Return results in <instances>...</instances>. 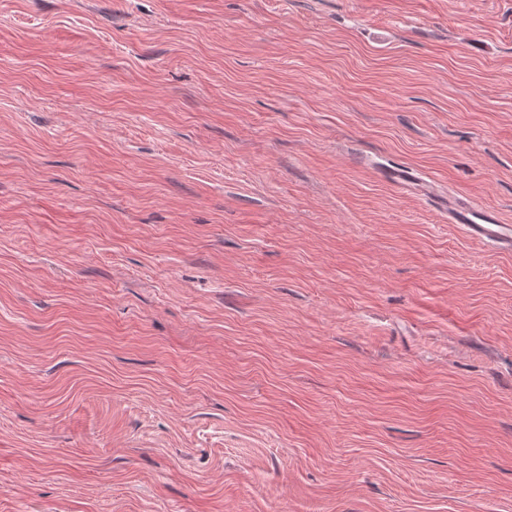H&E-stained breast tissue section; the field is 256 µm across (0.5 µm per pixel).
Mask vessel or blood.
I'll list each match as a JSON object with an SVG mask.
<instances>
[{"instance_id":"b4317fda","label":"vessel or blood","mask_w":512,"mask_h":512,"mask_svg":"<svg viewBox=\"0 0 512 512\" xmlns=\"http://www.w3.org/2000/svg\"><path fill=\"white\" fill-rule=\"evenodd\" d=\"M381 177L391 187L412 192L434 201L467 238L503 251H512V224L502 223L498 214L462 198L440 194L434 182L413 169L391 165L382 168Z\"/></svg>"}]
</instances>
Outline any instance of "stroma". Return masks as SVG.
<instances>
[{"label": "stroma", "mask_w": 512, "mask_h": 512, "mask_svg": "<svg viewBox=\"0 0 512 512\" xmlns=\"http://www.w3.org/2000/svg\"><path fill=\"white\" fill-rule=\"evenodd\" d=\"M512 0H0V512H512ZM381 177L397 190L430 198L448 214V222L456 224L467 238L499 250L512 251V224H503L495 211L456 196L440 194L434 182L406 166H385Z\"/></svg>", "instance_id": "35a3bbf8"}]
</instances>
